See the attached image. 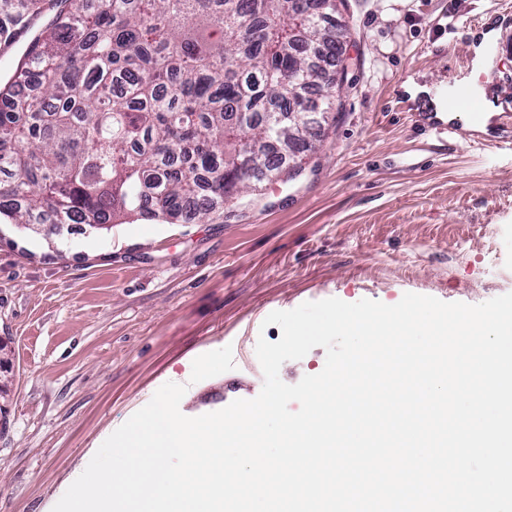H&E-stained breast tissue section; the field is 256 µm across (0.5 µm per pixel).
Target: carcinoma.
I'll list each match as a JSON object with an SVG mask.
<instances>
[{"label": "carcinoma", "instance_id": "cac0c4a2", "mask_svg": "<svg viewBox=\"0 0 512 512\" xmlns=\"http://www.w3.org/2000/svg\"><path fill=\"white\" fill-rule=\"evenodd\" d=\"M288 2L0 0V40L31 33L0 85V220L204 222L251 189V154L311 150L302 91L335 99L336 8L307 0L300 24Z\"/></svg>", "mask_w": 512, "mask_h": 512}]
</instances>
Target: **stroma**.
Instances as JSON below:
<instances>
[{
	"mask_svg": "<svg viewBox=\"0 0 512 512\" xmlns=\"http://www.w3.org/2000/svg\"><path fill=\"white\" fill-rule=\"evenodd\" d=\"M335 124L297 174L206 223L136 218L39 234L0 223V339L11 352L0 512H52L100 445L165 383L183 415L256 398L274 311L416 293L476 305L512 292V0H344ZM486 78L489 143L425 130L429 92ZM231 347L234 370L192 382ZM498 35V30L494 28H487L478 34L473 46L474 79L468 78V81L472 87V90L482 98L484 103L483 112H485V114L482 121L474 125L472 129L482 134L489 133L490 120L492 119L494 112H496V109L492 103L486 100L484 87L482 84L477 82V78L480 72L486 71L491 64V48L495 45L498 39Z\"/></svg>",
	"mask_w": 512,
	"mask_h": 512,
	"instance_id": "obj_1",
	"label": "stroma"
}]
</instances>
